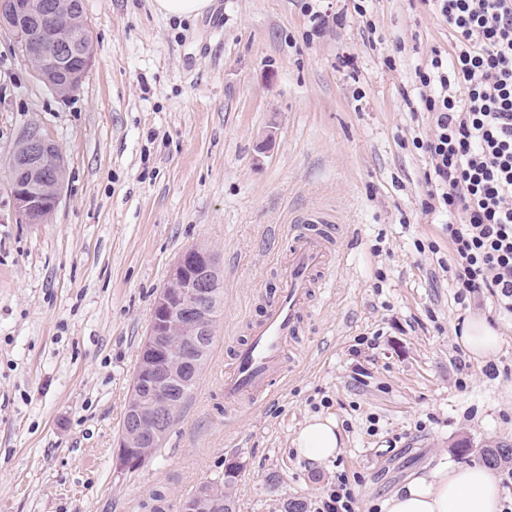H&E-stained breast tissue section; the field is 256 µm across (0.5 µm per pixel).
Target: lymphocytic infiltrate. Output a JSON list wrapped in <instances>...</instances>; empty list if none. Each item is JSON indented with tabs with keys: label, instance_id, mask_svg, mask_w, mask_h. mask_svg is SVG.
I'll use <instances>...</instances> for the list:
<instances>
[{
	"label": "lymphocytic infiltrate",
	"instance_id": "obj_1",
	"mask_svg": "<svg viewBox=\"0 0 512 512\" xmlns=\"http://www.w3.org/2000/svg\"><path fill=\"white\" fill-rule=\"evenodd\" d=\"M448 27L451 55L432 49L403 98L427 115L412 146L425 160L424 215L445 216L458 302L481 294L512 314V0H426ZM310 512H358L347 473Z\"/></svg>",
	"mask_w": 512,
	"mask_h": 512
}]
</instances>
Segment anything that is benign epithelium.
Returning a JSON list of instances; mask_svg holds the SVG:
<instances>
[{
    "label": "benign epithelium",
    "mask_w": 512,
    "mask_h": 512,
    "mask_svg": "<svg viewBox=\"0 0 512 512\" xmlns=\"http://www.w3.org/2000/svg\"><path fill=\"white\" fill-rule=\"evenodd\" d=\"M65 2L69 17L61 25L55 0H0V30L13 36L34 77L60 98L80 88L93 61L91 31L80 0ZM7 165L16 219L45 223L58 205L63 183L58 147L31 128L18 139ZM222 288L207 248H188L170 267L141 344L128 400L130 427L121 432L115 468L134 469L146 461L150 449L161 447L169 416L178 407L171 387L197 383L217 324L212 303ZM215 491L214 484L198 487L183 498L181 512H209Z\"/></svg>",
    "instance_id": "benign-epithelium-1"
}]
</instances>
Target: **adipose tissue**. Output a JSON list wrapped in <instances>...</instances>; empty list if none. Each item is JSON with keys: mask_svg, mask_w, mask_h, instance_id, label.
Here are the masks:
<instances>
[{"mask_svg": "<svg viewBox=\"0 0 512 512\" xmlns=\"http://www.w3.org/2000/svg\"><path fill=\"white\" fill-rule=\"evenodd\" d=\"M459 341L472 358L486 361L501 350L498 332L482 316L467 320ZM342 444L335 419L315 417L296 438L298 454L322 463L335 457ZM503 492L494 473L481 465L438 470L413 480L386 502L387 512H502Z\"/></svg>", "mask_w": 512, "mask_h": 512, "instance_id": "ef3b65f1", "label": "adipose tissue"}]
</instances>
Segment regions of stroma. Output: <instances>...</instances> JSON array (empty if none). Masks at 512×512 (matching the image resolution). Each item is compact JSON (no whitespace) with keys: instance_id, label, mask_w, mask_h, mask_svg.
<instances>
[{"instance_id":"35a3bbf8","label":"stroma","mask_w":512,"mask_h":512,"mask_svg":"<svg viewBox=\"0 0 512 512\" xmlns=\"http://www.w3.org/2000/svg\"><path fill=\"white\" fill-rule=\"evenodd\" d=\"M82 3L93 65L71 97L39 83L0 31V512H152L156 492L179 512L232 462L237 512H285L340 471L361 479L360 512H380L410 480L512 445V317L488 296L458 305L417 249L449 252L445 217L421 212L425 162L408 144L428 121L401 95L432 48L451 47L422 0H370L373 46L352 16L307 42L304 0H213L182 19L154 0ZM34 127L65 174L48 221L22 224L5 167ZM312 208L334 214L341 265L270 396L228 409L229 344L280 286L290 215ZM195 245L223 278L211 353L161 449L117 471L156 296ZM473 314L502 337L496 375L456 341ZM375 331L377 353L355 354ZM319 415L343 446L317 464L295 439Z\"/></svg>"}]
</instances>
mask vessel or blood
<instances>
[{
    "label": "vessel or blood",
    "instance_id": "obj_1",
    "mask_svg": "<svg viewBox=\"0 0 512 512\" xmlns=\"http://www.w3.org/2000/svg\"><path fill=\"white\" fill-rule=\"evenodd\" d=\"M291 221L294 234L282 286L267 303L262 319L251 325L248 340L236 349L234 362L224 373V401L231 409L269 394L299 336L311 298L328 288L335 274L334 238L327 228L331 215L313 209L294 214Z\"/></svg>",
    "mask_w": 512,
    "mask_h": 512
}]
</instances>
